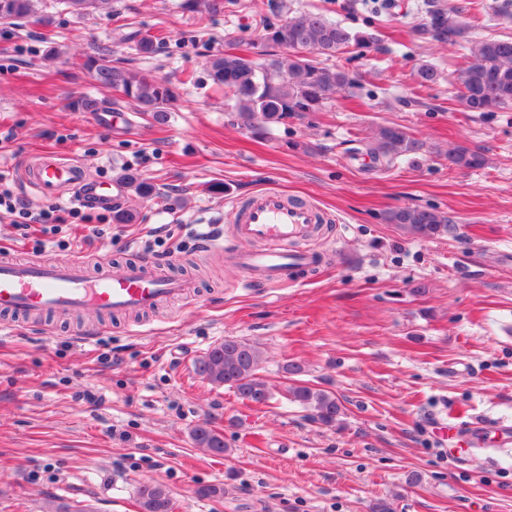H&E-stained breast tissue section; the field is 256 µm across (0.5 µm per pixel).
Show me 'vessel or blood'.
I'll list each match as a JSON object with an SVG mask.
<instances>
[{"mask_svg":"<svg viewBox=\"0 0 512 512\" xmlns=\"http://www.w3.org/2000/svg\"><path fill=\"white\" fill-rule=\"evenodd\" d=\"M25 181L46 197L66 193L76 202L105 207L122 195L117 184L90 179L81 165L51 157L29 167ZM235 221L238 240L266 244L262 250L235 252L246 281L293 283L316 264L317 255L303 247L317 222L309 206L275 190L263 191L243 203ZM190 288L187 280L171 277L149 262L93 276L78 259L46 262L0 254V311L12 314L148 311L184 297Z\"/></svg>","mask_w":512,"mask_h":512,"instance_id":"b4317fda","label":"vessel or blood"}]
</instances>
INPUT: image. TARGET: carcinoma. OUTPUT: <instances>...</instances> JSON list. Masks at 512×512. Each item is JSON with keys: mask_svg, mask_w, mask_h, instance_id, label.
Returning a JSON list of instances; mask_svg holds the SVG:
<instances>
[{"mask_svg": "<svg viewBox=\"0 0 512 512\" xmlns=\"http://www.w3.org/2000/svg\"><path fill=\"white\" fill-rule=\"evenodd\" d=\"M106 0H61L68 12L90 15ZM43 0H0V22L28 20L41 25L52 23L44 13ZM224 0H183L182 7L204 21L221 10ZM483 10L480 0H466L448 6L435 0L422 28L427 40L439 45H458L469 56L466 66L448 74V84L469 112H494L512 104V39L469 37L478 26ZM378 36L369 31H352L321 12L298 11L277 23L262 26L260 44L289 51L288 59L263 60L255 53L229 52L214 55L207 63L213 84L224 88L234 100L239 117L261 131L322 111L336 94L355 85V76L334 61L349 46L370 49ZM85 68L103 88H116L135 101L140 112L160 123L166 118V105L176 94L168 81L151 76L137 77L112 64L106 56H89ZM373 164L388 168L402 156L415 155L421 144L398 124H380L364 144ZM448 162L459 169H479L485 165L483 153L459 148L448 154ZM128 187L141 199H148L155 188L133 173L124 176ZM384 220L398 224L421 238L448 232V217L434 209L401 207L388 211ZM262 352L247 341L227 337L195 362L198 375L217 386H228L243 401L266 405L273 397L266 379L260 375ZM288 399L312 413L314 419L332 425L343 414L336 396L307 383L294 382L286 390ZM197 446L211 454L228 453L224 436L205 421L192 430ZM141 512H172L169 492L160 485L145 483L138 490Z\"/></svg>", "mask_w": 512, "mask_h": 512, "instance_id": "1", "label": "carcinoma"}]
</instances>
